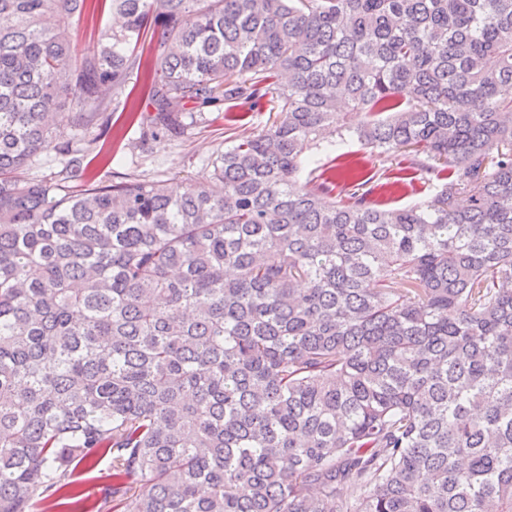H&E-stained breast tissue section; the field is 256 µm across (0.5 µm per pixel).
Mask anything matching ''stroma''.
Returning a JSON list of instances; mask_svg holds the SVG:
<instances>
[{
    "label": "stroma",
    "mask_w": 512,
    "mask_h": 512,
    "mask_svg": "<svg viewBox=\"0 0 512 512\" xmlns=\"http://www.w3.org/2000/svg\"><path fill=\"white\" fill-rule=\"evenodd\" d=\"M272 112H252L244 105L230 103L218 111H208L188 134L178 140L161 136L147 148L137 143L135 128L129 127L126 114L115 110L109 129L98 141L99 148L112 155L111 164L91 162L88 173L97 182H111L119 173L137 174L164 180L177 188L189 179L201 175L205 164L223 151L240 135H257L271 126ZM362 160L368 176L377 181L394 180L397 170L383 163L377 152L348 140L330 149L307 147L305 171L319 172L337 166L342 156Z\"/></svg>",
    "instance_id": "obj_1"
}]
</instances>
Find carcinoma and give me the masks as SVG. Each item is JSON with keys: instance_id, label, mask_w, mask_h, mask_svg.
<instances>
[{"instance_id": "1", "label": "carcinoma", "mask_w": 512, "mask_h": 512, "mask_svg": "<svg viewBox=\"0 0 512 512\" xmlns=\"http://www.w3.org/2000/svg\"><path fill=\"white\" fill-rule=\"evenodd\" d=\"M148 26L140 145L277 119L179 193L25 178L109 161ZM347 137L434 193L301 180ZM105 457L97 512H512V0H0V512ZM111 23V17L108 13L99 14L93 19L83 18L78 20L76 18L71 20V29L74 32L77 47L81 49L84 44L89 40L91 33L96 29H100L105 25ZM62 167L63 164L58 160L42 155L39 160L27 170L25 175L35 180L58 182L62 178V175H59ZM405 178V189L392 196L391 206H403L412 204L431 193V187L417 179L411 180V175Z\"/></svg>"}]
</instances>
